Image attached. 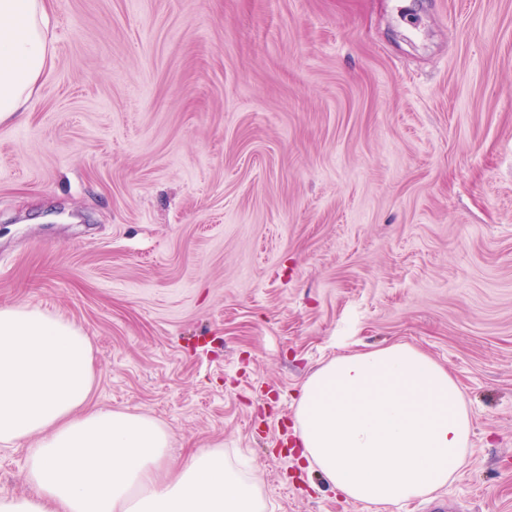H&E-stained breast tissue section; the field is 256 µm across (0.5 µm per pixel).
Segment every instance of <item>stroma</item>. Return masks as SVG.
Segmentation results:
<instances>
[{
	"instance_id": "stroma-1",
	"label": "stroma",
	"mask_w": 512,
	"mask_h": 512,
	"mask_svg": "<svg viewBox=\"0 0 512 512\" xmlns=\"http://www.w3.org/2000/svg\"><path fill=\"white\" fill-rule=\"evenodd\" d=\"M0 127V305L91 337L89 403L170 463L222 447L266 512H371L286 455L293 396L402 342L470 464L396 512H512V0H51Z\"/></svg>"
}]
</instances>
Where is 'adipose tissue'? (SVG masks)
<instances>
[{
	"label": "adipose tissue",
	"mask_w": 512,
	"mask_h": 512,
	"mask_svg": "<svg viewBox=\"0 0 512 512\" xmlns=\"http://www.w3.org/2000/svg\"><path fill=\"white\" fill-rule=\"evenodd\" d=\"M49 0H0V125L28 112L54 63ZM91 338L63 318L0 306V446H25L30 492L0 512H265L262 478L220 447L168 465L151 417L93 409ZM308 471L374 512L430 496L469 465L471 417L448 370L393 343L333 357L293 402Z\"/></svg>",
	"instance_id": "1"
}]
</instances>
